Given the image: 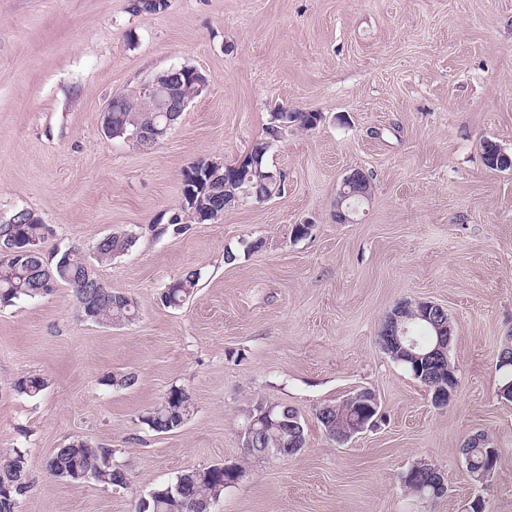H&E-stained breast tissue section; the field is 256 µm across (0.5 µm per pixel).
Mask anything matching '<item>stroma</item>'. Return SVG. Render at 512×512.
I'll return each mask as SVG.
<instances>
[{"label":"stroma","instance_id":"stroma-1","mask_svg":"<svg viewBox=\"0 0 512 512\" xmlns=\"http://www.w3.org/2000/svg\"><path fill=\"white\" fill-rule=\"evenodd\" d=\"M183 65L207 84L168 137L143 148L103 135L113 96ZM282 106L323 115L268 152L283 194L159 231L183 170L245 155ZM487 140L512 154V0H159L152 12L0 0V223L34 212L48 253L137 237L97 267L136 301L130 324L84 320L64 285L0 305V453L27 454L20 512H136L183 470L216 464L243 472L211 512H463L477 496L512 512V402L497 394L512 336V170L487 166ZM352 169L371 199L339 224ZM192 270L194 295L165 307V285ZM405 300L440 304L454 326L460 385L446 407L378 343ZM127 373L133 385L104 382ZM24 375L45 389L18 393ZM174 386L194 412L154 432L141 417ZM364 389L382 418L337 444L316 413ZM260 400L299 412V453L244 460L240 425ZM477 433L501 450L483 487L459 453ZM77 438L112 448L129 485L51 476L54 449ZM421 461L443 473V497L404 488Z\"/></svg>","mask_w":512,"mask_h":512}]
</instances>
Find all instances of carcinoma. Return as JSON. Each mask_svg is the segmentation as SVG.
<instances>
[{"label":"carcinoma","mask_w":512,"mask_h":512,"mask_svg":"<svg viewBox=\"0 0 512 512\" xmlns=\"http://www.w3.org/2000/svg\"><path fill=\"white\" fill-rule=\"evenodd\" d=\"M127 112L123 113L128 130L146 122L148 118V103L138 98L126 101ZM224 193V184L201 186L197 190V204L193 205L186 194H181V200L175 211L169 217L167 225L182 230L187 223L201 224L206 222L203 209L209 197L215 193ZM14 231L18 247L26 245L40 247L44 243L45 224L37 218L29 224H5L3 231ZM136 243V237L127 233H114L112 239L101 245L95 259L106 263L112 258L129 251ZM51 261L55 276V285L45 288L29 281L26 268L17 266L9 255L0 253V305H10L22 298L35 299L49 295L55 286L64 283L69 286L74 299L78 300L86 292L92 291L95 272H86L85 259L76 249L57 250L48 257ZM199 281L198 273L189 271L173 280L162 294V303L170 308L181 307L194 294ZM136 317L135 302L128 296L114 292L112 298L99 306L96 322L121 326ZM411 336L416 339L421 350L434 347L436 332L426 322L415 318L409 320ZM16 391L28 397H35L44 389L42 378L30 375L15 381ZM357 415L363 408L354 401L344 399L334 404L323 405L317 420L325 432L340 433L344 419L337 417L338 411ZM194 412V402L184 388H173L163 398L162 402L141 417V422L157 433H169L182 427ZM294 434L288 431L286 425H268L255 438V444L266 448H278L288 451V442ZM82 440L75 439L65 448H59L53 454V468L49 472L54 477L67 474V481L83 482V476L88 475L100 484L107 486H123V482L105 474V478L97 477L104 466L99 447L76 448ZM26 453L15 449L11 453L0 456V512H19L20 498L29 488L27 466L20 465ZM239 467L233 466L226 470L222 466H212L197 470H187L180 473L174 482L154 490L145 501L138 504L137 512H195L194 504L203 495L221 496L224 487L235 482V472Z\"/></svg>","instance_id":"1"}]
</instances>
